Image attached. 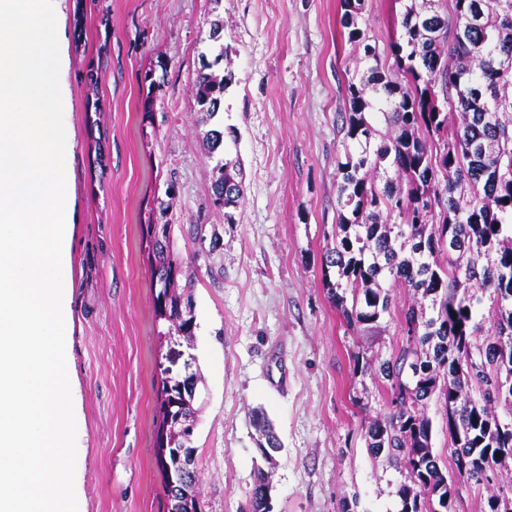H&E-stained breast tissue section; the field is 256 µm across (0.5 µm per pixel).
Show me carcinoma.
I'll use <instances>...</instances> for the list:
<instances>
[{"instance_id": "cac0c4a2", "label": "carcinoma", "mask_w": 512, "mask_h": 512, "mask_svg": "<svg viewBox=\"0 0 512 512\" xmlns=\"http://www.w3.org/2000/svg\"><path fill=\"white\" fill-rule=\"evenodd\" d=\"M365 2L342 0L348 41L374 65L366 81L346 84L340 213L336 243L323 254L325 286L346 325L371 335L392 304L382 280L421 296L401 310L396 353L385 360L354 354V371L385 383L389 397L387 412L361 434L373 456L407 471L409 482L397 490L400 512H457L462 490L479 489L493 466L512 460V423L494 413L500 402L512 410V96L505 94L512 70L498 64L512 54V0H453L443 14L411 3L401 21L404 43L390 45L389 66L359 27ZM224 54L203 64L196 83L197 104L211 119L234 82L232 72L212 71ZM375 110L386 117L383 134L368 120ZM242 177L237 156L212 168V203L224 208L226 224L241 204ZM384 212L400 223H381ZM141 232L164 340L183 326L180 309L192 299L177 289L182 261L170 243L153 240L150 224ZM487 319L493 331L479 344ZM434 397L445 407L452 482L432 449L427 408ZM180 412L193 414L162 382L155 448ZM256 429L268 460L281 448L279 437L263 418ZM249 496V512H272L263 472Z\"/></svg>"}]
</instances>
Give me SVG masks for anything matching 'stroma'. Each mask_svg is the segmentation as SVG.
Returning <instances> with one entry per match:
<instances>
[{"label": "stroma", "instance_id": "35a3bbf8", "mask_svg": "<svg viewBox=\"0 0 512 512\" xmlns=\"http://www.w3.org/2000/svg\"><path fill=\"white\" fill-rule=\"evenodd\" d=\"M409 3L368 0L360 27L380 53L401 40ZM342 14L341 0H63L76 200L69 382L82 512H167L154 452L165 325L142 249L148 222L171 225L180 283L194 301L203 382L192 445L205 512H248L265 465L257 410L282 442L273 512H339L345 499L355 512H399L408 474L372 456L364 414L350 401L355 393L385 411V392L355 375L351 353L389 358L398 316L384 315L380 336L355 334L323 282L338 222V114L347 81L369 76ZM217 20L235 81L213 121L195 84ZM220 123L236 132L245 176L231 224L211 201L218 157L206 134Z\"/></svg>", "mask_w": 512, "mask_h": 512}]
</instances>
